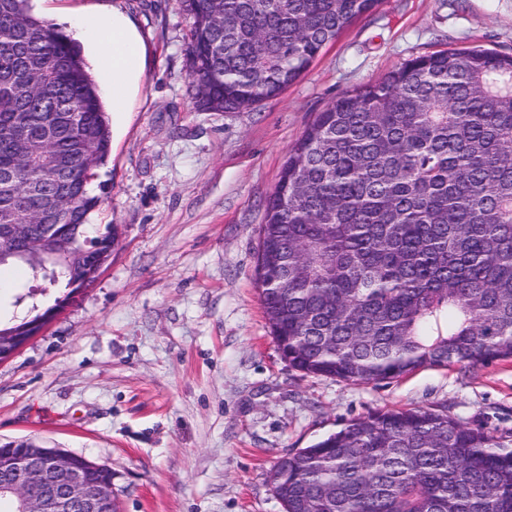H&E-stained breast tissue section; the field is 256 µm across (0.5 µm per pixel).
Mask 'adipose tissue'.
Wrapping results in <instances>:
<instances>
[{
  "label": "adipose tissue",
  "instance_id": "ef3b65f1",
  "mask_svg": "<svg viewBox=\"0 0 512 512\" xmlns=\"http://www.w3.org/2000/svg\"><path fill=\"white\" fill-rule=\"evenodd\" d=\"M66 30L75 42L97 38L107 45L112 73V109L124 111L132 82L139 80L143 74L139 48L126 20L116 12L111 18L99 19L96 25L70 23Z\"/></svg>",
  "mask_w": 512,
  "mask_h": 512
}]
</instances>
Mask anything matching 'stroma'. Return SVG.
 <instances>
[{
    "instance_id": "1",
    "label": "stroma",
    "mask_w": 512,
    "mask_h": 512,
    "mask_svg": "<svg viewBox=\"0 0 512 512\" xmlns=\"http://www.w3.org/2000/svg\"><path fill=\"white\" fill-rule=\"evenodd\" d=\"M44 18L119 11L142 80L109 115L107 199L118 239L97 279L0 361V445L31 441L112 471L117 512H283L284 456L389 409L444 410L512 440V360L426 367L369 384L288 366L260 297L258 229L292 146L318 112L405 60L512 55V0H378L280 95L199 112L181 0H30Z\"/></svg>"
}]
</instances>
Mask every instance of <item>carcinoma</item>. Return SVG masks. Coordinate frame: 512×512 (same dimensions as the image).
Masks as SVG:
<instances>
[{"label":"carcinoma","mask_w":512,"mask_h":512,"mask_svg":"<svg viewBox=\"0 0 512 512\" xmlns=\"http://www.w3.org/2000/svg\"><path fill=\"white\" fill-rule=\"evenodd\" d=\"M194 106L250 110L297 80L378 0H183ZM111 132L77 44L0 0V225L26 224L66 293L0 318L11 334L74 293L115 244L92 183ZM0 236V269L30 263ZM257 273L288 364L350 383L512 359V56H416L338 97L291 149ZM285 512H512V451L443 411L355 419L280 459Z\"/></svg>","instance_id":"1"}]
</instances>
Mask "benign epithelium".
Returning a JSON list of instances; mask_svg holds the SVG:
<instances>
[{"label": "benign epithelium", "mask_w": 512, "mask_h": 512, "mask_svg": "<svg viewBox=\"0 0 512 512\" xmlns=\"http://www.w3.org/2000/svg\"><path fill=\"white\" fill-rule=\"evenodd\" d=\"M47 321L20 334L0 338V361L12 357L38 335ZM15 479L0 485L25 506L24 512H112V478L95 481L102 465L60 448H43L32 442L0 445V473Z\"/></svg>", "instance_id": "obj_1"}]
</instances>
